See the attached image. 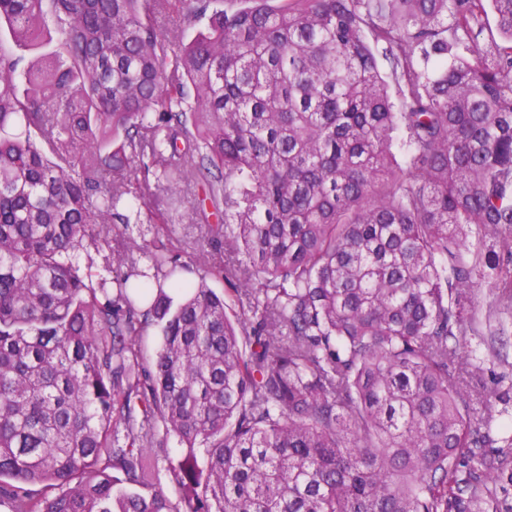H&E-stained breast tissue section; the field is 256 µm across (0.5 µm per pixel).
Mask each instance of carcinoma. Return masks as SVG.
Listing matches in <instances>:
<instances>
[{"label": "carcinoma", "mask_w": 512, "mask_h": 512, "mask_svg": "<svg viewBox=\"0 0 512 512\" xmlns=\"http://www.w3.org/2000/svg\"><path fill=\"white\" fill-rule=\"evenodd\" d=\"M3 25V512H512V423L474 424L512 385L467 342L477 288L512 302V0H0ZM174 216L224 264L145 240Z\"/></svg>", "instance_id": "obj_1"}]
</instances>
